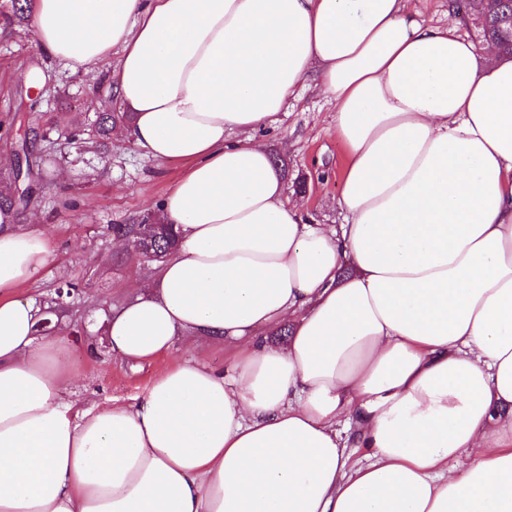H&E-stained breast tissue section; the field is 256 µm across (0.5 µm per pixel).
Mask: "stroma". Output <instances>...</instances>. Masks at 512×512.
Listing matches in <instances>:
<instances>
[{
    "label": "stroma",
    "mask_w": 512,
    "mask_h": 512,
    "mask_svg": "<svg viewBox=\"0 0 512 512\" xmlns=\"http://www.w3.org/2000/svg\"><path fill=\"white\" fill-rule=\"evenodd\" d=\"M111 97L107 83H89L82 72L41 55L28 24L0 27V157L16 163L19 141L30 137L39 179L31 203L18 212V228L29 230L30 216H37L38 230L54 247L51 262L16 295L43 309L58 287L75 285L68 307L52 322L74 338L62 354L71 369L64 396L84 407L132 403L157 374L184 358L229 367L223 347L180 339L167 355L136 367L104 338L113 309L136 296L130 281L149 279L157 269L137 250H115L111 228L153 212L179 174L177 164L147 158L131 140L89 144L88 119ZM334 110L314 89H302L280 126L259 134L283 174L285 198H303L312 224L344 221L336 199L346 149L332 130ZM45 128L51 131L47 142L37 137Z\"/></svg>",
    "instance_id": "obj_1"
}]
</instances>
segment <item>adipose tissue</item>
<instances>
[{"label":"adipose tissue","mask_w":512,"mask_h":512,"mask_svg":"<svg viewBox=\"0 0 512 512\" xmlns=\"http://www.w3.org/2000/svg\"><path fill=\"white\" fill-rule=\"evenodd\" d=\"M30 30L71 70L114 61L120 137L182 167L179 247L109 346L234 353L65 399L71 338L14 295L52 242L1 210L0 512H512V59L413 0H32ZM309 80L348 152L335 228L255 137Z\"/></svg>","instance_id":"1"}]
</instances>
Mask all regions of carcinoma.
<instances>
[{"label": "carcinoma", "instance_id": "carcinoma-1", "mask_svg": "<svg viewBox=\"0 0 512 512\" xmlns=\"http://www.w3.org/2000/svg\"><path fill=\"white\" fill-rule=\"evenodd\" d=\"M448 9L467 26H473L476 41L481 45H492L498 52L512 58V0H480L477 10L466 5V0H448ZM132 119L130 112H101L95 120L96 138L105 141L111 138L112 128ZM30 170L19 173L15 170L0 179V209L18 210L27 205L23 200L24 183L30 182ZM150 229L148 248L154 261L160 263L173 253L179 243V235L172 224L161 221L159 215L150 213L136 224H117L112 232L121 236L138 237L142 229Z\"/></svg>", "mask_w": 512, "mask_h": 512}]
</instances>
